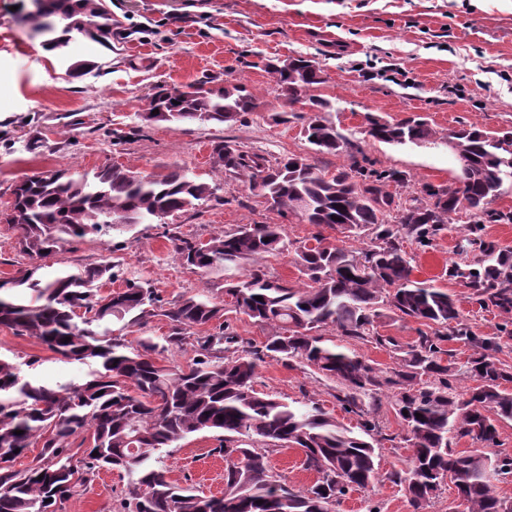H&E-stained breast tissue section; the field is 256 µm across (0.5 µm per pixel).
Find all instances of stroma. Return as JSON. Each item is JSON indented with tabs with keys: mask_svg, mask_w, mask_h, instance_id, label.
<instances>
[{
	"mask_svg": "<svg viewBox=\"0 0 512 512\" xmlns=\"http://www.w3.org/2000/svg\"><path fill=\"white\" fill-rule=\"evenodd\" d=\"M29 8V0H0V211L10 206L14 184L37 172L114 163L158 174L180 166L219 187L216 198L174 216L182 232L205 240L242 224L282 225L285 250L261 264L291 287L301 280L294 250L313 226L281 216L259 191L225 175L213 163L212 144L224 140L271 161L297 155L329 172L347 160L312 149L302 131L307 105L278 97L265 60L302 55L319 62L326 78L321 92L332 104L326 118L346 133L358 129L367 112L394 120L420 115L442 134L470 124L489 131L512 127V0H112L121 34L111 47L74 32L58 51L47 50L44 35L27 23ZM76 62L95 68L70 75L67 68ZM212 76L244 84L258 95L259 107L224 125L141 121L155 84L180 87ZM133 128L140 137L122 142L121 134ZM36 130L44 141L34 150L29 138ZM365 152L377 167L405 171L415 183L448 182L457 168L442 144L370 142ZM468 222L459 214L433 249L416 253L414 277L448 291L463 318L491 336L501 316L480 309L446 275ZM123 240L116 247L111 234L90 235L64 245L48 264L58 269L108 258L127 277L151 280L167 300L224 287L223 276L204 277L183 266L160 225H136ZM0 357L19 363L36 358L32 374L47 382L81 380L91 371L6 329H0ZM257 387L288 402L319 401L346 427L358 426L357 416L338 405L335 383L310 368L266 359ZM378 419L379 474L368 489L350 492L337 512H367L373 503L381 512H414L395 478L406 467L405 431L390 406ZM217 444L215 433L200 432L164 449L169 477L220 494L225 462L214 452ZM268 461L294 488L317 478L297 450L269 451ZM126 485L124 474L100 472L64 512H111Z\"/></svg>",
	"mask_w": 512,
	"mask_h": 512,
	"instance_id": "stroma-1",
	"label": "stroma"
}]
</instances>
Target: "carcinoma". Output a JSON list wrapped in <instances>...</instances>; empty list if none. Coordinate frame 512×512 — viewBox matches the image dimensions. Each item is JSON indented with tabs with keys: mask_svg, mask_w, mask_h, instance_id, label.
Wrapping results in <instances>:
<instances>
[{
	"mask_svg": "<svg viewBox=\"0 0 512 512\" xmlns=\"http://www.w3.org/2000/svg\"><path fill=\"white\" fill-rule=\"evenodd\" d=\"M33 5L26 20L36 29H45L52 15L66 21L61 34L47 40V49L63 48L74 31L112 47V13L102 10V0ZM264 70L287 102L304 100L317 112L330 108L316 94L324 80L307 60L291 59L285 67L269 59ZM257 107L245 86L211 78L184 91L155 87L140 118L224 124ZM364 120L375 142H446L422 117L380 125L367 113ZM305 134L317 152L343 154L348 164L329 174L296 155L271 163L222 140L212 147L213 163L260 189L278 213L299 217L308 201L305 221L317 229L315 245L296 248L301 287L290 288L258 266L225 289L239 312L267 330L259 349L239 347L238 336L219 322L224 304L214 295L168 301L151 281L135 279L104 295L101 287L123 276L107 259L50 279L38 271L40 261L65 243L155 221L182 264L205 275L228 272L281 252L282 225L242 224L205 242L182 233L168 218L214 197L218 187L181 168L159 175L114 164L77 176L49 170L15 184L11 212L0 223L19 231L20 252L39 264L0 280V328L94 369L84 381L50 385L0 358V450L13 453L0 465V512H62L103 469L129 476L118 512H203L202 495L170 480L160 456L161 449L202 431L217 433L216 452L226 461L224 492L210 503V512H279L283 499L288 512H335L349 492L368 488L376 478L374 442L384 398L407 429L409 455L400 482L414 506L438 497L450 483L463 512H512V503L498 493V484L512 479V455L487 452L498 446L500 425L512 421V391L506 387L512 371L497 357L503 339H512V249L483 237L487 223H512V210L493 208L505 181L512 182V129L493 135L471 125L449 132L460 161L453 182H424L403 203L389 187L407 186L409 175L369 164L355 134L321 117L307 124ZM462 212L470 224L457 244L460 260L448 264V279L467 289L480 308L504 318L496 336L477 333L448 292L413 278L414 256L406 245L422 252L432 248ZM115 216L126 223H113ZM328 229L348 233L363 246H336L324 235ZM386 310L427 330L401 346L375 327ZM155 317L170 324L162 340L127 339ZM326 328L344 340L392 346L393 366L374 367L325 338ZM66 337L71 341L64 342ZM452 341L467 351L465 361L457 362L456 350L444 348ZM188 348L193 356L182 364L157 361ZM266 358L296 361L334 381L336 401L360 417L361 433L317 402L294 406L258 390ZM457 376L474 385L458 392ZM456 437H468L477 447L457 452L451 448ZM35 444L41 445L38 455L14 468ZM281 447L300 451L306 469L316 472L307 489L297 490L272 473L265 449Z\"/></svg>",
	"mask_w": 512,
	"mask_h": 512,
	"instance_id": "carcinoma-1",
	"label": "carcinoma"
}]
</instances>
